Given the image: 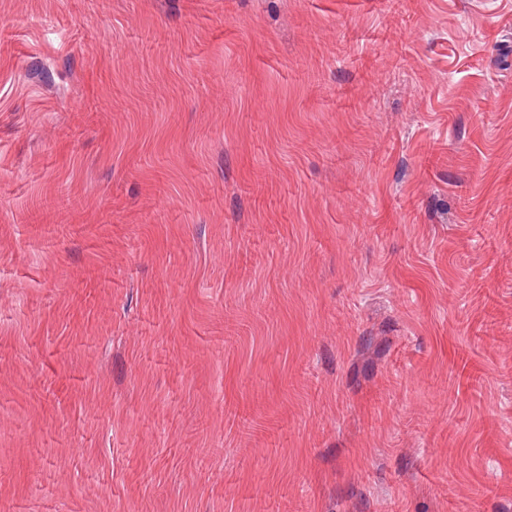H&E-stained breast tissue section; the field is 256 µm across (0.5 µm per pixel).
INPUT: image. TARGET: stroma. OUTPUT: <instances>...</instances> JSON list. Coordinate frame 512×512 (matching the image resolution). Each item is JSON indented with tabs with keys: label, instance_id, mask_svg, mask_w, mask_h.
Instances as JSON below:
<instances>
[{
	"label": "stroma",
	"instance_id": "35a3bbf8",
	"mask_svg": "<svg viewBox=\"0 0 512 512\" xmlns=\"http://www.w3.org/2000/svg\"><path fill=\"white\" fill-rule=\"evenodd\" d=\"M0 512H512V0H0Z\"/></svg>",
	"mask_w": 512,
	"mask_h": 512
}]
</instances>
